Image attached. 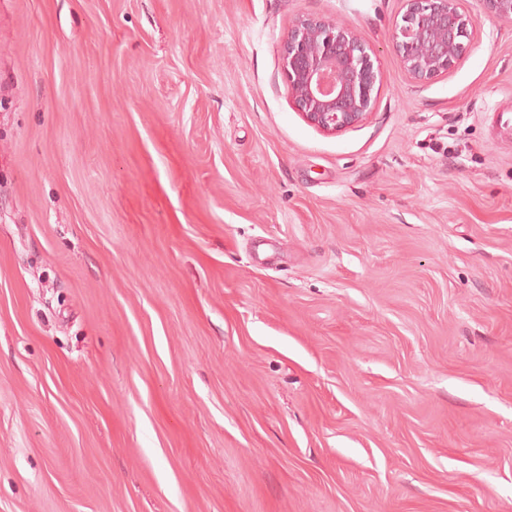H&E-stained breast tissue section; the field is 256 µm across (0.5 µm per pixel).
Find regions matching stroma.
I'll return each instance as SVG.
<instances>
[{
  "label": "stroma",
  "mask_w": 512,
  "mask_h": 512,
  "mask_svg": "<svg viewBox=\"0 0 512 512\" xmlns=\"http://www.w3.org/2000/svg\"><path fill=\"white\" fill-rule=\"evenodd\" d=\"M403 0H0V512H512V21ZM378 72L326 134L280 47ZM402 23L392 33L403 69L418 81L448 71L467 52L477 22L462 0H403ZM369 45L355 28L302 15L281 45L288 95L312 126L338 134L372 112L377 82Z\"/></svg>",
  "instance_id": "35a3bbf8"
}]
</instances>
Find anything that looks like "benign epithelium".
Returning <instances> with one entry per match:
<instances>
[{
	"instance_id": "7a95c632",
	"label": "benign epithelium",
	"mask_w": 512,
	"mask_h": 512,
	"mask_svg": "<svg viewBox=\"0 0 512 512\" xmlns=\"http://www.w3.org/2000/svg\"><path fill=\"white\" fill-rule=\"evenodd\" d=\"M462 0H404L392 33L403 69L418 81L445 72L467 52L477 22ZM496 17L512 20V0H485ZM370 47L355 28L313 15L297 18L281 45L288 95L312 126L338 134L362 123L376 97Z\"/></svg>"
}]
</instances>
